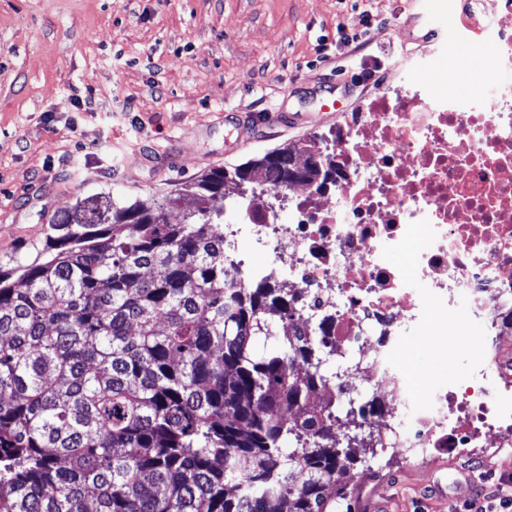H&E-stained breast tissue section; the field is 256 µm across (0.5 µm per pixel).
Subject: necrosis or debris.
<instances>
[{"label":"necrosis or debris","mask_w":512,"mask_h":512,"mask_svg":"<svg viewBox=\"0 0 512 512\" xmlns=\"http://www.w3.org/2000/svg\"><path fill=\"white\" fill-rule=\"evenodd\" d=\"M490 16L496 76L481 94L381 93L332 131L322 162L334 180L289 187L287 216L267 194L224 227L234 277L301 292L307 330L325 316L337 345L357 348L346 376L371 386L383 447L410 462L512 447V9ZM470 328L489 362L467 380L427 389L397 359L405 336Z\"/></svg>","instance_id":"necrosis-or-debris-1"}]
</instances>
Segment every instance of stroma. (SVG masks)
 <instances>
[{
    "label": "stroma",
    "instance_id": "stroma-1",
    "mask_svg": "<svg viewBox=\"0 0 512 512\" xmlns=\"http://www.w3.org/2000/svg\"><path fill=\"white\" fill-rule=\"evenodd\" d=\"M0 0V267L33 260L63 203L109 191L153 205L175 185L328 132L381 91L427 81V58L487 56L482 0ZM359 35V47L343 35ZM282 109L288 125L253 127ZM476 342L408 344L415 378H468ZM353 512H449L512 486V454L485 467L387 451L353 467Z\"/></svg>",
    "mask_w": 512,
    "mask_h": 512
}]
</instances>
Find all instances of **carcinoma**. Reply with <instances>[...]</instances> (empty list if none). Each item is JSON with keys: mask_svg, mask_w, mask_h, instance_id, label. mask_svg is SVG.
Returning <instances> with one entry per match:
<instances>
[{"mask_svg": "<svg viewBox=\"0 0 512 512\" xmlns=\"http://www.w3.org/2000/svg\"><path fill=\"white\" fill-rule=\"evenodd\" d=\"M324 147H286L316 185ZM244 174L284 177L264 155L149 207L90 194L0 270V512H352L367 443L315 401L344 355L327 319L305 337L301 295L224 264L211 202ZM348 405L347 426L377 411Z\"/></svg>", "mask_w": 512, "mask_h": 512, "instance_id": "1", "label": "carcinoma"}]
</instances>
